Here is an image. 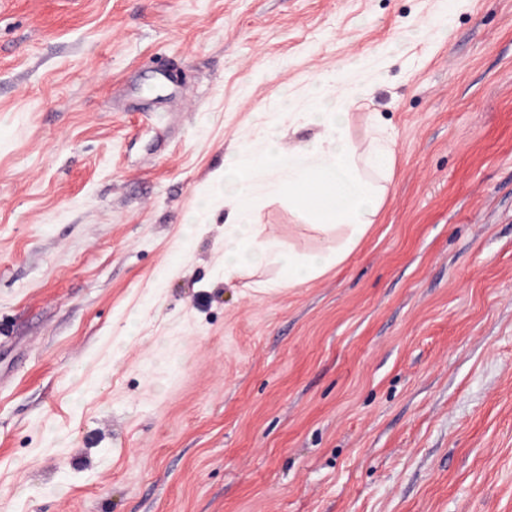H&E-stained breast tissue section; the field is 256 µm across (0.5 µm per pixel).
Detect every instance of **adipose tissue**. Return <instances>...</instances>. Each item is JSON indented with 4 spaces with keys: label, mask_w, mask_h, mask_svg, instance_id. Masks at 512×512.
<instances>
[{
    "label": "adipose tissue",
    "mask_w": 512,
    "mask_h": 512,
    "mask_svg": "<svg viewBox=\"0 0 512 512\" xmlns=\"http://www.w3.org/2000/svg\"><path fill=\"white\" fill-rule=\"evenodd\" d=\"M355 95L321 101L302 113L319 127L313 141L281 150L273 145V125L259 131L266 150L241 148L224 163L237 178L232 219L224 227V278L233 280L246 267L274 262L278 276L271 288H293L341 264L365 238L386 196L385 183L394 162L393 136L372 122L364 137L353 134L347 115ZM286 197L295 217L313 226L333 248L299 253L282 250L252 216L257 190Z\"/></svg>",
    "instance_id": "ef3b65f1"
}]
</instances>
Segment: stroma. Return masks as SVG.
<instances>
[{"label": "stroma", "instance_id": "1", "mask_svg": "<svg viewBox=\"0 0 512 512\" xmlns=\"http://www.w3.org/2000/svg\"><path fill=\"white\" fill-rule=\"evenodd\" d=\"M343 70L375 224L225 281V158ZM0 512H512V0H0Z\"/></svg>", "mask_w": 512, "mask_h": 512}]
</instances>
